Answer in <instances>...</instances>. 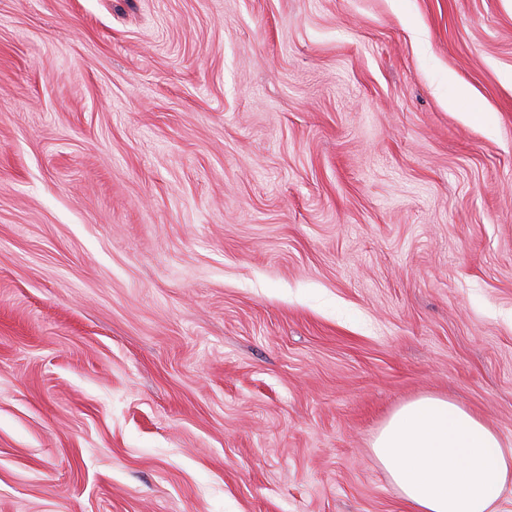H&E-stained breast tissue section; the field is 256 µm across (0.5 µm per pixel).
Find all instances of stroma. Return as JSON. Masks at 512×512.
<instances>
[{
	"label": "stroma",
	"instance_id": "35a3bbf8",
	"mask_svg": "<svg viewBox=\"0 0 512 512\" xmlns=\"http://www.w3.org/2000/svg\"><path fill=\"white\" fill-rule=\"evenodd\" d=\"M512 442V0H0V512H407ZM371 448L409 512H501L512 448L461 404L424 396L396 410Z\"/></svg>",
	"mask_w": 512,
	"mask_h": 512
}]
</instances>
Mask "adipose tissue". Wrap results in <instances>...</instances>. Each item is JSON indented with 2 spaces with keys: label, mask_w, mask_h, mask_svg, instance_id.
Wrapping results in <instances>:
<instances>
[{
  "label": "adipose tissue",
  "mask_w": 512,
  "mask_h": 512,
  "mask_svg": "<svg viewBox=\"0 0 512 512\" xmlns=\"http://www.w3.org/2000/svg\"><path fill=\"white\" fill-rule=\"evenodd\" d=\"M372 448L408 512H498L512 492V448L464 406L442 397L400 407Z\"/></svg>",
  "instance_id": "adipose-tissue-1"
}]
</instances>
